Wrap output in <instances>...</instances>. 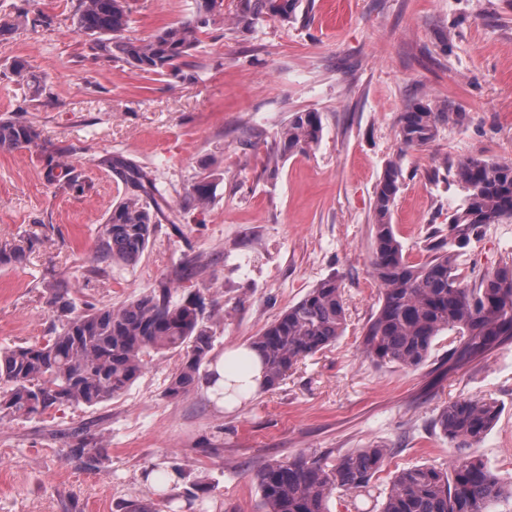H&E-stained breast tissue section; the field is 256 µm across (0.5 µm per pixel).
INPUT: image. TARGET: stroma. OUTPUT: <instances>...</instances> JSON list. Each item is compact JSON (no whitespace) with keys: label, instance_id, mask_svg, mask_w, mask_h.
I'll use <instances>...</instances> for the list:
<instances>
[{"label":"stroma","instance_id":"obj_1","mask_svg":"<svg viewBox=\"0 0 512 512\" xmlns=\"http://www.w3.org/2000/svg\"><path fill=\"white\" fill-rule=\"evenodd\" d=\"M237 0L203 27L184 64L146 73L96 46L74 24L78 0H0V117L40 127L39 146L0 151V247L23 245L0 264V349L44 342L57 325L50 284L77 304L118 305L159 281L175 298L201 294L212 314L214 356L247 344L321 280L341 284L346 330L274 390L219 404L200 389H166L181 356L149 361L120 397L0 419V512H126L128 503L172 512H259L255 472L299 453L337 459L380 444L391 453L364 512H378L392 475L414 465L447 468L453 443L436 424L449 401L484 397L501 413L476 446L512 481V345L462 370L442 365L450 335L424 365L379 366L361 353L381 287L371 272L373 202L386 164L404 180L391 222L410 262L447 228L464 193L452 160H512V0H308L292 24L267 18L249 30ZM128 35L146 39L189 19L194 0H130ZM24 62L28 78L14 72ZM417 102L465 112L426 147L401 150L397 120ZM320 112L319 145L270 161L292 113ZM121 153L155 178L176 216L156 228L132 265L99 271L95 241L125 192L105 160ZM70 169L80 185L49 178ZM218 170L204 207L188 192ZM199 260V276L179 267ZM512 265V223L482 227L459 260L474 283ZM101 449L95 467L72 453ZM180 466L177 487L147 470Z\"/></svg>","mask_w":512,"mask_h":512}]
</instances>
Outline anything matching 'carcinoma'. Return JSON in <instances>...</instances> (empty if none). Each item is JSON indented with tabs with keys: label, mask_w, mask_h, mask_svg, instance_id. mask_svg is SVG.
Returning a JSON list of instances; mask_svg holds the SVG:
<instances>
[{
	"label": "carcinoma",
	"mask_w": 512,
	"mask_h": 512,
	"mask_svg": "<svg viewBox=\"0 0 512 512\" xmlns=\"http://www.w3.org/2000/svg\"><path fill=\"white\" fill-rule=\"evenodd\" d=\"M301 0H237L236 24L251 28L269 17L284 24L297 20ZM128 0H79L77 29L107 37L104 48L131 66L161 73L178 67L200 43L201 28L224 15V0H195V14L148 40L126 35L131 19ZM463 112L417 103L400 113L398 137L406 148L434 141L445 122L462 123ZM322 137L320 113L296 112L276 135L271 156L306 152ZM41 131L18 117L0 118V150L39 145ZM126 186L96 240L95 260L130 264L147 249L155 225L172 227L164 193L156 180L121 154L105 160ZM463 204L448 222V235L431 233L430 258L413 264L397 238L391 211L403 179L400 160L389 162L374 199L373 277L382 286L380 307L370 320L361 352L378 364L416 368L425 363L445 331L456 336L448 349V371L455 372L489 351L512 344V266L474 285L460 279L459 258L471 237L486 224L512 222V161L466 156L454 164ZM213 182L205 176L189 191L197 206L209 203ZM49 305L61 328L44 343L0 352V414L18 418L42 415L62 405L93 406L122 395L141 375L151 354L177 351L181 363L166 394L178 398L197 384L201 365L213 349L204 300L173 298L168 283L119 306L79 312L65 282L51 285ZM346 313L336 278L321 280L252 340L263 374L262 390L277 388L305 358L343 334ZM500 406L491 399L460 397L444 407L440 430L458 454L448 469L418 465L399 470L380 512H489L512 498V485L472 452L495 423ZM390 450L361 448L331 463L301 454L265 465L255 474L262 512H329L337 490L351 497L354 512L370 494Z\"/></svg>",
	"instance_id": "1"
}]
</instances>
